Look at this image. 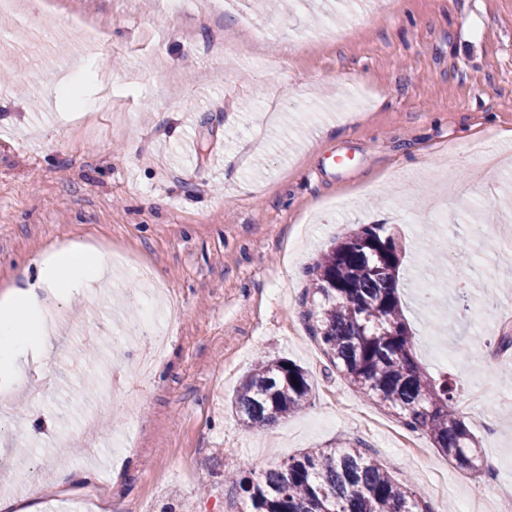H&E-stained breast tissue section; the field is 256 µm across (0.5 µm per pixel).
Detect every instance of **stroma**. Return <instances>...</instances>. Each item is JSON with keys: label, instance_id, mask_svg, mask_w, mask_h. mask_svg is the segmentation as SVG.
<instances>
[{"label": "stroma", "instance_id": "35a3bbf8", "mask_svg": "<svg viewBox=\"0 0 512 512\" xmlns=\"http://www.w3.org/2000/svg\"><path fill=\"white\" fill-rule=\"evenodd\" d=\"M4 18L0 301L34 286L55 248L81 243L151 266L171 317L140 378L112 335L113 318L132 321L142 305L133 273L75 292L46 365L22 362L24 384L0 410L1 488L45 512L104 504L116 481L126 494L112 512H241L225 473L348 441L423 489L431 512L512 503L475 492L428 436L359 395L306 318L319 253L357 225H390L417 355L447 375L483 462L512 486V349L488 333L497 319L512 326V0H298L288 14L257 0L218 13L210 0H18ZM253 22L279 48L268 68H251L247 46L211 52ZM90 63L114 90L87 89L94 106L73 120L54 90ZM434 197L445 225L420 212ZM260 355L300 364L313 391L276 426L249 429L231 399ZM48 379L30 398L27 385ZM67 466L95 478L59 488Z\"/></svg>", "mask_w": 512, "mask_h": 512}]
</instances>
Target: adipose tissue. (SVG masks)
Instances as JSON below:
<instances>
[{
    "label": "adipose tissue",
    "instance_id": "adipose-tissue-1",
    "mask_svg": "<svg viewBox=\"0 0 512 512\" xmlns=\"http://www.w3.org/2000/svg\"><path fill=\"white\" fill-rule=\"evenodd\" d=\"M107 274L103 262L92 258L82 244L53 253L41 264L44 286L62 303L71 285L90 278L102 281ZM55 331L52 310L43 307L35 293L8 292L0 302V378L15 382L21 357L31 348L47 352V341Z\"/></svg>",
    "mask_w": 512,
    "mask_h": 512
}]
</instances>
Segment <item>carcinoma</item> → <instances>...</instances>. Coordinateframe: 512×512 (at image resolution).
I'll list each match as a JSON object with an SVG mask.
<instances>
[{"instance_id":"obj_1","label":"carcinoma","mask_w":512,"mask_h":512,"mask_svg":"<svg viewBox=\"0 0 512 512\" xmlns=\"http://www.w3.org/2000/svg\"><path fill=\"white\" fill-rule=\"evenodd\" d=\"M405 251L384 224H360L331 244L309 270L320 297L313 336L360 393L394 410L434 443L455 467L482 473L476 439L458 414L448 377H435L414 357L403 313L399 272ZM312 390L296 362L260 359L231 407L246 427H264L301 410ZM246 512H423L408 480H395L348 443L312 448L283 464L235 478Z\"/></svg>"}]
</instances>
